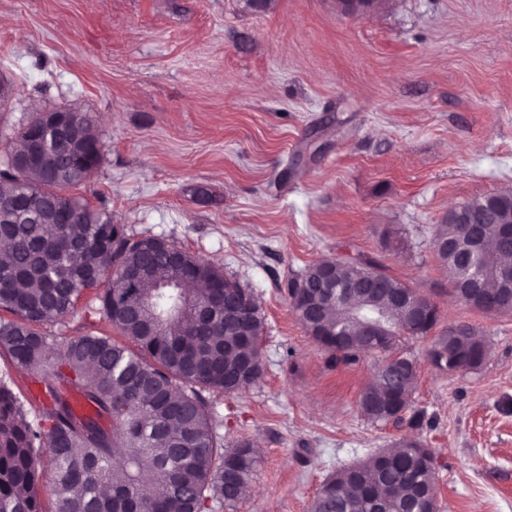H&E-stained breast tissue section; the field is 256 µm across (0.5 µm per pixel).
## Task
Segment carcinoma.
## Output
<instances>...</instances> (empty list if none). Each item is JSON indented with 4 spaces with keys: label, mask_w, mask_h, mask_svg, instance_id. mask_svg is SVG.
<instances>
[{
    "label": "carcinoma",
    "mask_w": 512,
    "mask_h": 512,
    "mask_svg": "<svg viewBox=\"0 0 512 512\" xmlns=\"http://www.w3.org/2000/svg\"><path fill=\"white\" fill-rule=\"evenodd\" d=\"M81 132L77 147L50 143L33 156L27 138L12 149L14 168L0 167V351L28 372L35 391L28 417L13 391L0 381V512H223L241 496L258 461L248 441L224 447L211 395H232L256 384L263 372L262 319L244 311L247 292L206 259L155 236L132 238L95 208L70 193L92 168L72 159L102 146L85 112L71 113ZM469 217L437 225L433 243L456 297L483 310L509 267L512 243L498 226L512 224V192L462 204ZM484 227L472 252L471 218ZM142 280L130 284L125 271ZM376 264L365 258L320 260L301 275L303 307L294 312L312 339L336 363L386 352L400 336L425 337L402 297H421L401 280L382 274L371 287ZM369 288L371 310L381 312L390 335L368 336L346 318L334 292ZM100 290L84 318L107 320L125 341L91 331L58 338L41 332L63 324L88 290ZM344 324L346 346L319 332ZM485 341L461 324L434 337L431 363L454 372L481 353ZM416 380L412 360L392 355L364 389L361 412L376 422L403 420ZM124 448L121 465L113 451ZM433 449L409 438L327 478L311 512H431L435 500ZM112 483V493L102 487Z\"/></svg>",
    "instance_id": "cac0c4a2"
}]
</instances>
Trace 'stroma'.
Wrapping results in <instances>:
<instances>
[{
  "mask_svg": "<svg viewBox=\"0 0 512 512\" xmlns=\"http://www.w3.org/2000/svg\"><path fill=\"white\" fill-rule=\"evenodd\" d=\"M0 77V156L33 113H87L102 158L77 195L254 294L263 376L215 407L259 461L225 512H309L406 436L436 450L438 512H512V315L452 296L432 245L451 208L512 191V0H0ZM344 252L429 297L435 332L487 342L448 374L398 339L419 426L367 418L384 354L334 365L289 305L290 278Z\"/></svg>",
  "mask_w": 512,
  "mask_h": 512,
  "instance_id": "stroma-1",
  "label": "stroma"
}]
</instances>
